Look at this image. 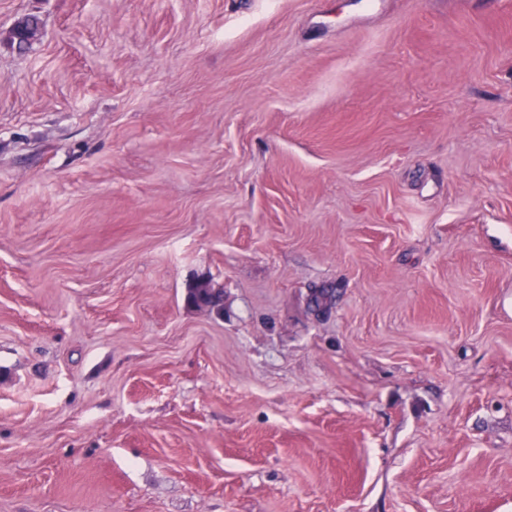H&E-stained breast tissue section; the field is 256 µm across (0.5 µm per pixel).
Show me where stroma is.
Masks as SVG:
<instances>
[{
    "label": "stroma",
    "instance_id": "stroma-1",
    "mask_svg": "<svg viewBox=\"0 0 512 512\" xmlns=\"http://www.w3.org/2000/svg\"><path fill=\"white\" fill-rule=\"evenodd\" d=\"M0 512H512V0H0ZM208 281H199L187 290L185 295V305L191 309H214V302L209 295L214 293Z\"/></svg>",
    "mask_w": 512,
    "mask_h": 512
}]
</instances>
